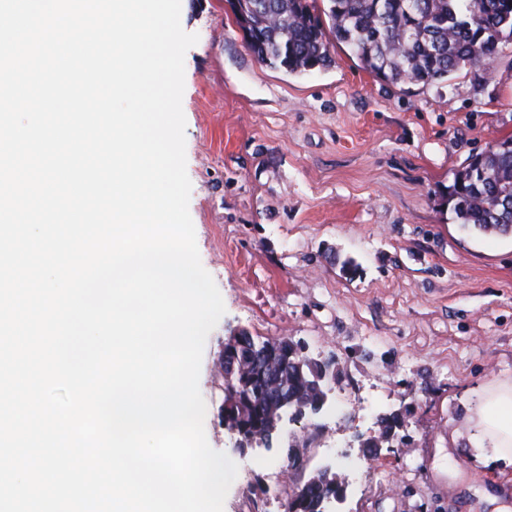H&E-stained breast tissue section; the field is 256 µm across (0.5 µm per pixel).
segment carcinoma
<instances>
[{"label": "carcinoma", "instance_id": "carcinoma-1", "mask_svg": "<svg viewBox=\"0 0 512 512\" xmlns=\"http://www.w3.org/2000/svg\"><path fill=\"white\" fill-rule=\"evenodd\" d=\"M253 0L243 27L249 52L260 62L298 75L332 62L331 48L347 47L363 67L393 85L448 81L465 68L488 73L499 45L512 41V0ZM448 209L461 226L512 236V138L471 156L448 186ZM299 345L282 338H244L224 347L225 356L248 361L251 353H271L280 361ZM313 363L295 372L288 364V395L295 402L314 398ZM275 374L255 371L237 378L245 401L236 407L247 432L274 439L281 408ZM336 494L332 479L317 476L296 512H321Z\"/></svg>", "mask_w": 512, "mask_h": 512}]
</instances>
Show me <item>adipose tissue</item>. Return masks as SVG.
<instances>
[{
    "label": "adipose tissue",
    "mask_w": 512,
    "mask_h": 512,
    "mask_svg": "<svg viewBox=\"0 0 512 512\" xmlns=\"http://www.w3.org/2000/svg\"><path fill=\"white\" fill-rule=\"evenodd\" d=\"M465 418L471 429L468 442L474 465L512 467V378L488 383L477 404L467 408Z\"/></svg>",
    "instance_id": "ef3b65f1"
}]
</instances>
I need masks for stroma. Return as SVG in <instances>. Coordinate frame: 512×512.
Here are the masks:
<instances>
[{
  "instance_id": "35a3bbf8",
  "label": "stroma",
  "mask_w": 512,
  "mask_h": 512,
  "mask_svg": "<svg viewBox=\"0 0 512 512\" xmlns=\"http://www.w3.org/2000/svg\"><path fill=\"white\" fill-rule=\"evenodd\" d=\"M180 20L198 37L182 98L189 212L225 304L199 376L208 443L238 466L224 512L252 499L284 512L324 467L347 481L331 512H512V473L448 448L483 386L512 377V237L467 234L448 210L468 157L512 137V42L489 76L403 86L341 45L301 75L259 63L226 0H181ZM240 329L336 365L316 419L243 454L216 422L214 370ZM389 413L401 423L385 440Z\"/></svg>"
}]
</instances>
